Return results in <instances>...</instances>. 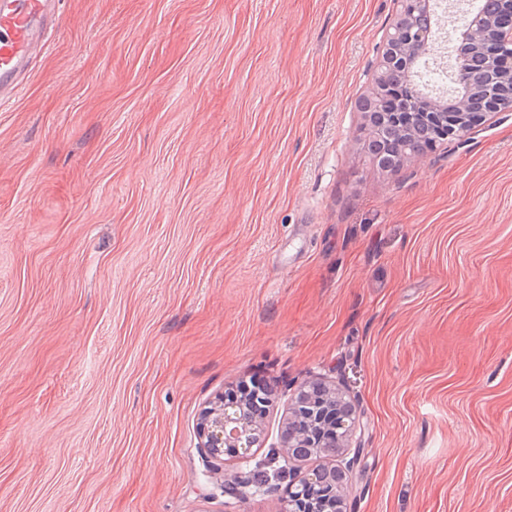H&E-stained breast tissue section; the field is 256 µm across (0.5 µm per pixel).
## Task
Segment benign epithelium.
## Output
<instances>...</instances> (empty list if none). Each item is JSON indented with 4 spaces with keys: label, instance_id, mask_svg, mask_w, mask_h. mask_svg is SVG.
Masks as SVG:
<instances>
[{
    "label": "benign epithelium",
    "instance_id": "obj_1",
    "mask_svg": "<svg viewBox=\"0 0 512 512\" xmlns=\"http://www.w3.org/2000/svg\"><path fill=\"white\" fill-rule=\"evenodd\" d=\"M438 0H397L371 90L360 101L369 137L396 125L427 122L435 132L430 146L420 149L407 140L390 157L375 154L373 165L395 171L423 160L437 144L460 136L484 117L512 111V0H497L495 12L465 10L453 22L452 95L428 88L421 70L434 55L438 31ZM422 14L428 28L415 25ZM289 416L270 444L288 460L296 448L309 449L329 461L325 471H289L288 494L250 479L255 450L266 428L267 415L248 401L222 396L202 416L199 445L206 472L224 470V484L236 494L277 496L276 512H347L352 475L360 457L364 424L347 386L318 374L296 386L289 398Z\"/></svg>",
    "mask_w": 512,
    "mask_h": 512
}]
</instances>
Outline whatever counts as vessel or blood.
<instances>
[{
	"label": "vessel or blood",
	"mask_w": 512,
	"mask_h": 512,
	"mask_svg": "<svg viewBox=\"0 0 512 512\" xmlns=\"http://www.w3.org/2000/svg\"><path fill=\"white\" fill-rule=\"evenodd\" d=\"M55 0H0V105L44 48L42 31Z\"/></svg>",
	"instance_id": "obj_1"
}]
</instances>
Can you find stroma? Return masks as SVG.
<instances>
[{"instance_id": "35a3bbf8", "label": "stroma", "mask_w": 512, "mask_h": 512, "mask_svg": "<svg viewBox=\"0 0 512 512\" xmlns=\"http://www.w3.org/2000/svg\"><path fill=\"white\" fill-rule=\"evenodd\" d=\"M395 0H60L0 108V512H274L202 412L344 378L349 512H512V112L373 168Z\"/></svg>"}]
</instances>
